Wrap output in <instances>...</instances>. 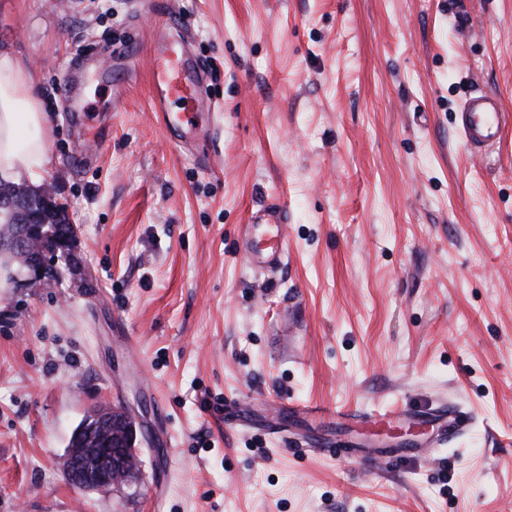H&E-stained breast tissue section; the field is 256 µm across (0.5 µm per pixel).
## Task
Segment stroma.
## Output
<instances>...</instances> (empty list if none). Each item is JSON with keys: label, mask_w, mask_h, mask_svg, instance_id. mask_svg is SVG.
Masks as SVG:
<instances>
[{"label": "stroma", "mask_w": 512, "mask_h": 512, "mask_svg": "<svg viewBox=\"0 0 512 512\" xmlns=\"http://www.w3.org/2000/svg\"><path fill=\"white\" fill-rule=\"evenodd\" d=\"M154 2L0 0L78 228L53 280L0 270V512H512V130L474 158L454 120L512 111V0H164L212 66L176 136ZM273 202L267 275L240 233ZM443 401L442 452L349 457L357 413ZM123 406L136 484L73 485L74 428ZM282 225V210L267 206L256 211L251 217V224L244 226L242 251L252 269L263 273H274L282 265L286 253ZM261 237L270 240V246L263 249L257 248L256 238ZM422 413V412H421ZM421 413H409L415 420V422L426 421L425 417H433L435 420L441 422V428L443 431L444 439L437 443L439 448H433L435 452H438L446 442V436L448 432H457L463 428V423L456 414V410L448 404L442 405L435 413L421 414ZM377 455L362 456L358 459V463L373 469H380L382 466L388 465L396 457L417 455L420 450L417 448H384Z\"/></svg>", "instance_id": "stroma-1"}]
</instances>
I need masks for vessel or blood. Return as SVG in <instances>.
<instances>
[{"label": "vessel or blood", "mask_w": 512, "mask_h": 512, "mask_svg": "<svg viewBox=\"0 0 512 512\" xmlns=\"http://www.w3.org/2000/svg\"><path fill=\"white\" fill-rule=\"evenodd\" d=\"M181 31V26L161 23L153 38V105L174 130L194 125L193 103L205 74L203 65L186 55ZM455 123L469 153L476 155L500 143L505 127L512 124V114L504 111L496 95L481 93L462 103ZM282 225L281 209L268 206L256 211L245 225L242 246L252 269L273 273L282 265L286 253Z\"/></svg>", "instance_id": "obj_1"}]
</instances>
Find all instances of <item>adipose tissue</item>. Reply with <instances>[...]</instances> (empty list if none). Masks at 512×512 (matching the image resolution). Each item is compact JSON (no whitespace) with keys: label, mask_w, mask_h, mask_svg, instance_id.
<instances>
[{"label":"adipose tissue","mask_w":512,"mask_h":512,"mask_svg":"<svg viewBox=\"0 0 512 512\" xmlns=\"http://www.w3.org/2000/svg\"><path fill=\"white\" fill-rule=\"evenodd\" d=\"M48 117L30 75L0 49V179L40 182L49 163Z\"/></svg>","instance_id":"1"}]
</instances>
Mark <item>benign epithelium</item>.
<instances>
[{
	"mask_svg": "<svg viewBox=\"0 0 512 512\" xmlns=\"http://www.w3.org/2000/svg\"><path fill=\"white\" fill-rule=\"evenodd\" d=\"M53 236L48 225L28 222L17 227L12 246L24 248L34 247ZM102 430L112 429V447L101 448V457H109L112 467H98L91 454L83 448H71L66 458V472L72 483L83 489H95L106 486H120L135 479L142 467L139 449L136 448L137 426L132 414L128 411L112 412V425L99 420Z\"/></svg>",
	"mask_w": 512,
	"mask_h": 512,
	"instance_id": "benign-epithelium-1",
	"label": "benign epithelium"
}]
</instances>
